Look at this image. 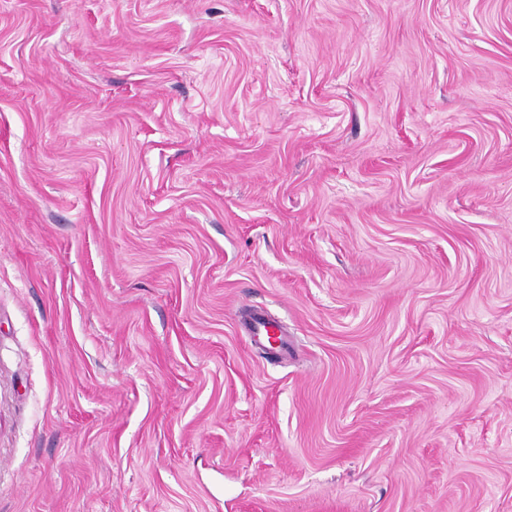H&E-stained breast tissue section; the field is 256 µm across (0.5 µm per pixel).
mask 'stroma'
<instances>
[{"mask_svg": "<svg viewBox=\"0 0 512 512\" xmlns=\"http://www.w3.org/2000/svg\"><path fill=\"white\" fill-rule=\"evenodd\" d=\"M0 512H512V0H0Z\"/></svg>", "mask_w": 512, "mask_h": 512, "instance_id": "35a3bbf8", "label": "stroma"}]
</instances>
